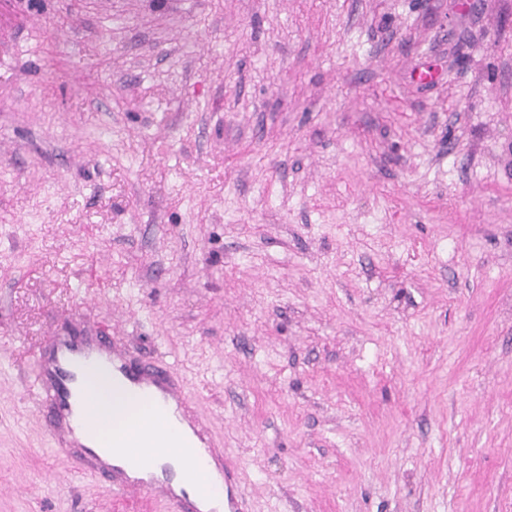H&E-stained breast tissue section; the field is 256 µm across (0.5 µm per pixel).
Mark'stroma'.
<instances>
[{
	"mask_svg": "<svg viewBox=\"0 0 512 512\" xmlns=\"http://www.w3.org/2000/svg\"><path fill=\"white\" fill-rule=\"evenodd\" d=\"M175 369L249 512H512V0H0V512L63 323Z\"/></svg>",
	"mask_w": 512,
	"mask_h": 512,
	"instance_id": "obj_1",
	"label": "stroma"
}]
</instances>
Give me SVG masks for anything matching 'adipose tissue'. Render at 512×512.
Wrapping results in <instances>:
<instances>
[{"instance_id": "adipose-tissue-1", "label": "adipose tissue", "mask_w": 512, "mask_h": 512, "mask_svg": "<svg viewBox=\"0 0 512 512\" xmlns=\"http://www.w3.org/2000/svg\"><path fill=\"white\" fill-rule=\"evenodd\" d=\"M88 388L110 412L98 425V435L105 445L116 444L135 453L153 444L174 449L181 446L180 434L158 420L148 403L114 390L104 374H92Z\"/></svg>"}]
</instances>
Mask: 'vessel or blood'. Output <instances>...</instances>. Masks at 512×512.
<instances>
[{
    "label": "vessel or blood",
    "instance_id": "b4317fda",
    "mask_svg": "<svg viewBox=\"0 0 512 512\" xmlns=\"http://www.w3.org/2000/svg\"><path fill=\"white\" fill-rule=\"evenodd\" d=\"M35 364L33 388L56 454L73 455L75 468L95 480L103 491L132 490L149 497L160 494L170 512H248L233 465L219 460L218 444L207 420L194 409L186 383L173 369L136 356L119 340L69 328L51 336ZM91 369L107 370L120 384L151 400L181 429L184 445L194 450L196 459H217L216 478L224 485L225 496L215 507L203 508L188 492L172 491L171 477L156 473L167 449L149 450L134 461L99 441L94 426L108 413L95 404L84 386V375Z\"/></svg>",
    "mask_w": 512,
    "mask_h": 512
}]
</instances>
